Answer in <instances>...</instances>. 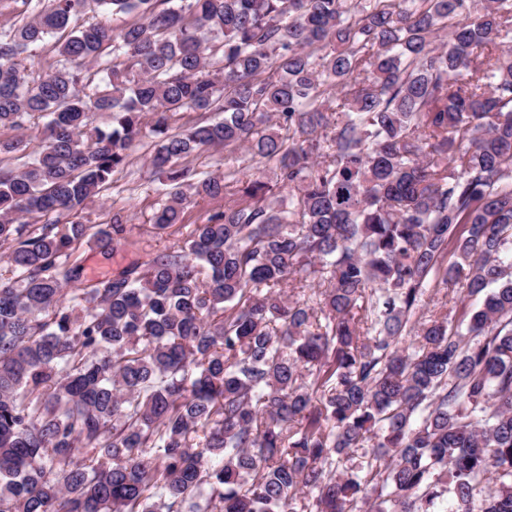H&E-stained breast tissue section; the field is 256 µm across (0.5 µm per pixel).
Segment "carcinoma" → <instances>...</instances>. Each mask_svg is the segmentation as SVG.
I'll return each mask as SVG.
<instances>
[{
  "label": "carcinoma",
  "mask_w": 512,
  "mask_h": 512,
  "mask_svg": "<svg viewBox=\"0 0 512 512\" xmlns=\"http://www.w3.org/2000/svg\"><path fill=\"white\" fill-rule=\"evenodd\" d=\"M10 2L0 512H512V0ZM149 137L165 245L81 283ZM221 145L253 173L185 164ZM461 273L480 306L420 316ZM224 209V198L218 200L199 199L197 203L189 205L184 213L183 224H197L208 214ZM461 284L455 283L454 281H448V283H444L442 278L439 277L435 282H432L429 288H426L425 294L423 296L424 305L423 311L430 315L434 310V304H436L437 299H441L443 295H448V314L451 308L455 306L460 299L461 293Z\"/></svg>",
  "instance_id": "carcinoma-1"
}]
</instances>
